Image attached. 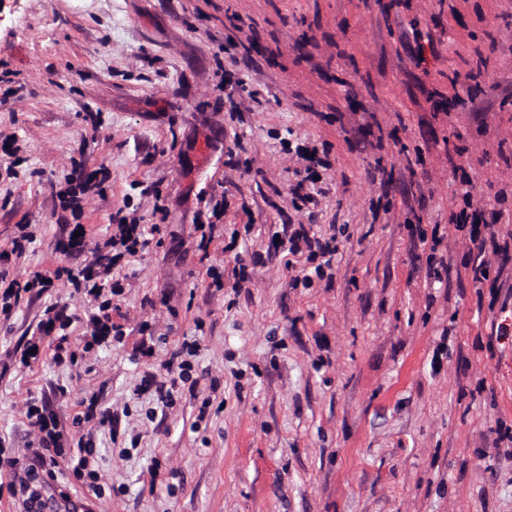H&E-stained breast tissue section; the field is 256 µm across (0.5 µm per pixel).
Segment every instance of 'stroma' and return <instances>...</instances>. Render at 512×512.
Listing matches in <instances>:
<instances>
[{"label":"stroma","mask_w":512,"mask_h":512,"mask_svg":"<svg viewBox=\"0 0 512 512\" xmlns=\"http://www.w3.org/2000/svg\"><path fill=\"white\" fill-rule=\"evenodd\" d=\"M453 3L0 0V134L16 148L0 156V293L87 264L116 213L159 227L114 269L121 335L92 342L98 303L64 277L0 311V458L16 462L0 468V512H22L14 473L38 467L32 405L62 434L39 512H512L497 444L512 429V298L490 308L458 275L446 224L458 167L483 201L507 192L512 223V0ZM411 27L434 37L419 63ZM452 84L484 100L480 119L436 111ZM287 140L328 148L314 214L291 204ZM102 165L73 218L58 191ZM408 191L423 197L392 223ZM215 207L204 248L195 221ZM77 222L86 245L63 251ZM307 222L347 235L331 281L295 288L306 258L271 236ZM432 251L449 263L439 282L420 267ZM52 304L71 318L62 343L38 327ZM186 341L192 377L173 386ZM59 344L75 361L55 360ZM91 404L105 421L85 419ZM81 440L96 479L73 468Z\"/></svg>","instance_id":"stroma-1"}]
</instances>
